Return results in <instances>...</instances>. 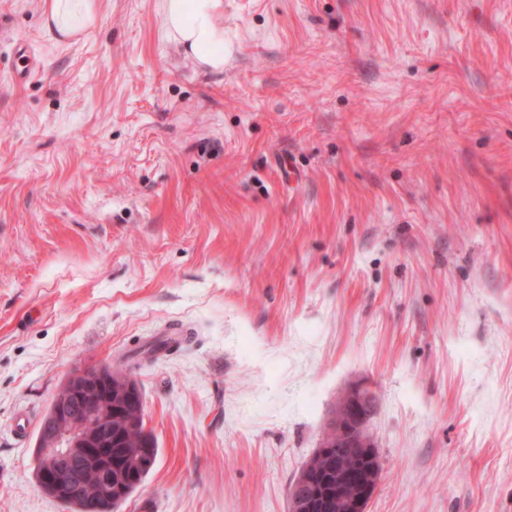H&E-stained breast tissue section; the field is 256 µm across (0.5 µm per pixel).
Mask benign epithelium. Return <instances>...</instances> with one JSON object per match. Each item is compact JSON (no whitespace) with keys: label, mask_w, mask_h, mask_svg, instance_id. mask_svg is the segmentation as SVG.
Wrapping results in <instances>:
<instances>
[{"label":"benign epithelium","mask_w":512,"mask_h":512,"mask_svg":"<svg viewBox=\"0 0 512 512\" xmlns=\"http://www.w3.org/2000/svg\"><path fill=\"white\" fill-rule=\"evenodd\" d=\"M112 369L107 366L86 368L73 372L67 379V390L87 400L90 416L104 419L112 412V400L124 399L131 401L137 395L132 383H127L119 390H105L110 383ZM373 394L364 384L351 387L343 396L336 414L327 427V437L316 449L317 457L325 459L331 456L333 448H356L359 460L349 465L340 457H335L332 472L336 473V482L352 490L345 499L347 512H366L369 501L379 485V478L365 462L375 457V444L366 432V422L370 413ZM52 460L60 462L72 458L83 457L96 462L103 457L104 449L98 447V440L92 432L86 430V422L70 419L59 424L52 447L47 449ZM317 471L307 469L289 490V512H310L318 494ZM115 502L112 498V481L100 478L99 492L89 499L85 512H100L102 502Z\"/></svg>","instance_id":"1"}]
</instances>
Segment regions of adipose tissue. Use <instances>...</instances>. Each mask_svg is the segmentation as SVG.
<instances>
[{"label":"adipose tissue","instance_id":"adipose-tissue-1","mask_svg":"<svg viewBox=\"0 0 512 512\" xmlns=\"http://www.w3.org/2000/svg\"><path fill=\"white\" fill-rule=\"evenodd\" d=\"M164 38L176 43L195 65L224 68V0H159ZM96 0H49L44 19L58 37H74L92 27Z\"/></svg>","mask_w":512,"mask_h":512}]
</instances>
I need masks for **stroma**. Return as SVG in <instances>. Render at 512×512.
Returning a JSON list of instances; mask_svg holds the SVG:
<instances>
[{"label":"stroma","mask_w":512,"mask_h":512,"mask_svg":"<svg viewBox=\"0 0 512 512\" xmlns=\"http://www.w3.org/2000/svg\"><path fill=\"white\" fill-rule=\"evenodd\" d=\"M46 3L0 0V512H68L53 396L174 326L117 512H289L359 382L367 512H512V0H224L220 72ZM97 0H50L45 14V27L60 38H72L95 24Z\"/></svg>","instance_id":"obj_1"}]
</instances>
